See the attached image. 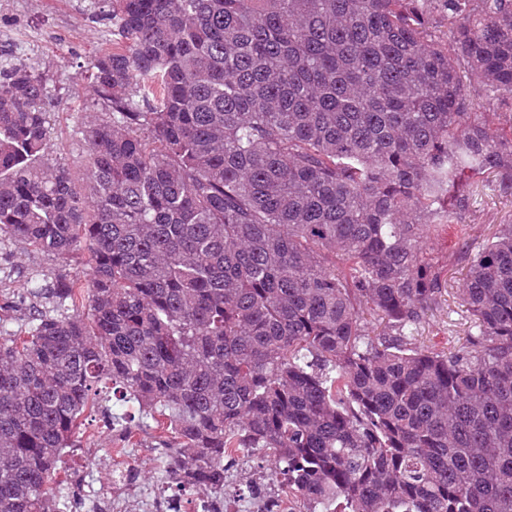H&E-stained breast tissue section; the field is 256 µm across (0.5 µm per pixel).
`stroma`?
I'll use <instances>...</instances> for the list:
<instances>
[{
    "label": "stroma",
    "mask_w": 512,
    "mask_h": 512,
    "mask_svg": "<svg viewBox=\"0 0 512 512\" xmlns=\"http://www.w3.org/2000/svg\"><path fill=\"white\" fill-rule=\"evenodd\" d=\"M86 2L28 0L18 10L0 15V29L23 32L34 39L30 54L40 59L55 88L56 100L51 105V155L71 167L75 166L83 147L76 117L93 109L89 88L79 71L111 40L109 23L93 19ZM504 224H512V196H501L490 181H478L460 223L449 225L441 235L437 253L447 270L448 288L440 307L421 321L416 333L417 345L444 350L450 343L462 344L469 339L474 331L473 318L458 292L466 267L461 250L466 247L470 252H477ZM61 266V260L55 256L32 251L14 240L0 241V289L13 292L24 305L34 302L27 292L30 277L38 276L41 284L50 285ZM112 446V430L102 413H92L80 447L67 449L64 464L58 465L53 488L68 492L71 475L88 464L85 449L106 450Z\"/></svg>",
    "instance_id": "1"
}]
</instances>
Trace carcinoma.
Here are the masks:
<instances>
[{"label": "carcinoma", "mask_w": 512, "mask_h": 512, "mask_svg": "<svg viewBox=\"0 0 512 512\" xmlns=\"http://www.w3.org/2000/svg\"><path fill=\"white\" fill-rule=\"evenodd\" d=\"M90 6L81 175L39 64L0 57V236L89 269L30 280L24 319L0 290V512H67L109 392L186 491L270 450L302 512H512L511 224L464 252L476 335L412 342L473 180L512 195V0ZM110 401L103 402V406L106 405L112 409V412H125L127 414V425L134 430L137 439L140 442V445L142 444H148L150 448H161L158 444L159 440L157 438L158 432H156L151 427H144L145 422L152 425L151 419L142 418L145 417V415H142V411L139 410V406L137 403L129 402L124 405H121L122 402H117L114 396H112V393H110ZM113 405V406H112ZM144 422V424H142Z\"/></svg>", "instance_id": "carcinoma-1"}]
</instances>
